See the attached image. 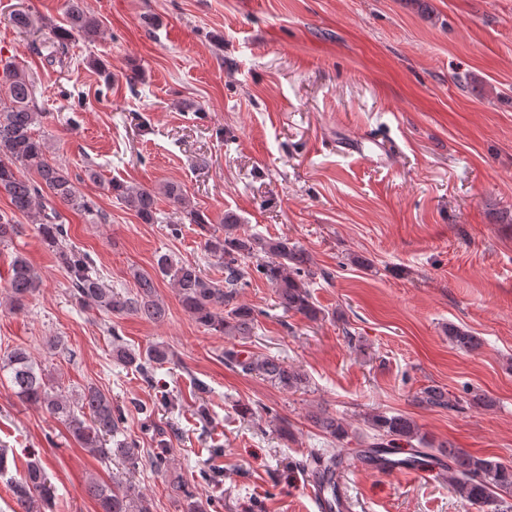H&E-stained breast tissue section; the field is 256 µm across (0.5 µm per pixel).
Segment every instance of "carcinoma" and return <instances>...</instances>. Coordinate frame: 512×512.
I'll return each mask as SVG.
<instances>
[{
  "mask_svg": "<svg viewBox=\"0 0 512 512\" xmlns=\"http://www.w3.org/2000/svg\"><path fill=\"white\" fill-rule=\"evenodd\" d=\"M65 23L47 25L45 19L28 9L11 15L15 29L41 36L49 50L50 61L64 64L67 47L74 36L91 43L101 34L99 17L84 7L83 0H64ZM46 113L35 105L34 81L22 68L11 61L0 64V192L5 194L15 213L32 218L41 242L55 256L70 283V293L81 306H95L112 316L136 315L148 322H161L168 316V307L157 291V278H167L174 286L186 313L209 331L248 338L258 322V312L237 303L238 289L254 271L274 288L276 305L285 313L299 314L310 322L321 320V310L315 305L309 283L316 275L309 254L286 237L265 238L242 229L240 217L227 211L213 226L211 220L191 201L177 182H166L157 188L124 181L108 184V191L145 224H163L168 235L182 234V225L195 224L204 237L203 247L208 256L224 268V281L209 278L198 264L158 256L155 274L134 272V293L115 292L105 284L92 256L75 249L69 242L64 218L56 208L62 204L74 213L84 214L96 223L102 213L81 194L75 185L79 176L65 165L48 157L46 141L34 130L43 123ZM163 196L173 206L170 216L160 215L158 197ZM21 225L0 216V245L7 246L20 233ZM42 285V278L25 254L17 251L10 262L7 284L9 304L19 309ZM113 354L122 365L130 367L145 379L153 378L155 370L167 363L169 351L162 345L145 350L130 348L112 334ZM448 339L461 350L475 352L481 339L458 327L448 328ZM224 363L256 373L287 390L305 387L306 378L288 367L285 361L272 355L242 356L234 348L224 350ZM6 376L13 394L20 402L38 405L67 427L70 437L99 461L107 464L112 458L121 460L131 469L142 462L141 448L136 440L124 435L126 409L113 402L99 388L89 385L76 393L64 394L47 379L41 364L22 348L0 352V376ZM424 406L453 409L459 402L438 386H428L416 395ZM372 430L366 450L356 456L381 472L395 468L434 464L448 472V485L464 501L485 504L496 495L512 494V466L491 457L471 455L460 448L431 444L414 420L403 414L378 411L366 417ZM315 425L331 440L334 448L310 455L306 468H313L321 488L330 493L336 506H341L338 487L331 474L348 459L345 443L350 436L348 423L339 417L322 413L314 417ZM417 442L406 458L394 457L392 448L399 442ZM0 476L7 477V488L16 508L12 512H45L55 497L45 467L39 459L27 462L16 476L9 475L7 455L0 452ZM184 512H201L202 503L194 488L177 484ZM88 494L97 502L100 512H151L146 496L135 485L106 482L93 477L88 482Z\"/></svg>",
  "mask_w": 512,
  "mask_h": 512,
  "instance_id": "1",
  "label": "carcinoma"
}]
</instances>
